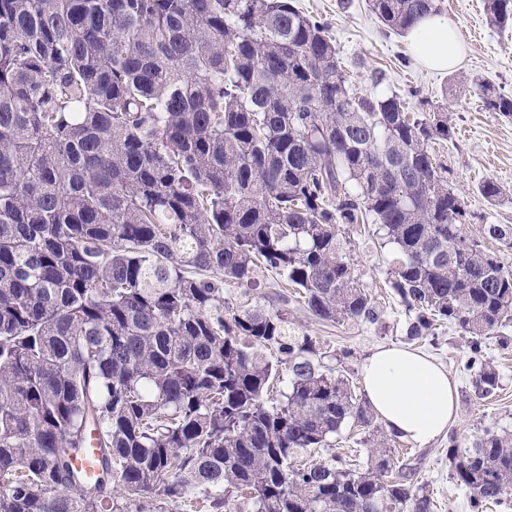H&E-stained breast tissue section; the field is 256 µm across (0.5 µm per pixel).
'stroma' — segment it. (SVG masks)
<instances>
[{
	"label": "stroma",
	"mask_w": 512,
	"mask_h": 512,
	"mask_svg": "<svg viewBox=\"0 0 512 512\" xmlns=\"http://www.w3.org/2000/svg\"><path fill=\"white\" fill-rule=\"evenodd\" d=\"M295 4L306 15L327 23L355 87L396 92L413 112L425 99L447 102L455 134L440 142L436 153L448 165L456 193L465 199L475 223L512 225V119L485 110L476 86L481 79L512 93V30L500 33L490 27L482 0H440L449 24L461 34L464 50L461 66L441 72L423 68L406 38L384 27L370 12L367 0H295ZM486 180L500 187L499 200L490 202L480 195L478 187ZM351 240L350 259L375 297L380 312L377 322L329 324L292 302L288 325L296 334L316 341L327 353L325 365L357 386L360 366L377 346L408 343V313L387 283L388 249L368 231L354 232ZM413 345L435 358L456 380L460 416L446 436L425 448L389 437L393 462L416 471L436 502L435 512H470L468 490L457 487L451 477L448 450L455 444L468 446L487 429L512 434V345L503 348L493 343L487 349L500 380L496 393L486 399L474 395L471 378L463 370L468 338L453 325ZM371 448L367 429L351 420L331 447L319 449L316 458L325 461L336 455L364 461Z\"/></svg>",
	"instance_id": "1"
}]
</instances>
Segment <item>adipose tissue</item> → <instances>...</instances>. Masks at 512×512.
Segmentation results:
<instances>
[{"label": "adipose tissue", "mask_w": 512, "mask_h": 512, "mask_svg": "<svg viewBox=\"0 0 512 512\" xmlns=\"http://www.w3.org/2000/svg\"><path fill=\"white\" fill-rule=\"evenodd\" d=\"M417 61L447 70L463 60L456 29L442 14L422 18L407 33ZM367 404L387 431L423 447L446 433L459 416L456 386L447 370L406 347L384 346L360 368Z\"/></svg>", "instance_id": "adipose-tissue-1"}]
</instances>
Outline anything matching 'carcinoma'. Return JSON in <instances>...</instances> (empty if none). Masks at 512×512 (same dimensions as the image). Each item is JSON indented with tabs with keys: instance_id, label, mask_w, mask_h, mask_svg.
Wrapping results in <instances>:
<instances>
[{
	"instance_id": "1",
	"label": "carcinoma",
	"mask_w": 512,
	"mask_h": 512,
	"mask_svg": "<svg viewBox=\"0 0 512 512\" xmlns=\"http://www.w3.org/2000/svg\"><path fill=\"white\" fill-rule=\"evenodd\" d=\"M406 33L438 0H369ZM512 27V0H483ZM483 107L512 94L478 81ZM443 105L354 89L293 0H0V512H434L415 474L296 463L375 416L279 304L224 310L257 269L312 316L373 323L347 255L373 226L408 340L470 336L476 398L509 342L511 224L468 230ZM287 379L280 397L274 382ZM96 435L101 467H72ZM473 512L512 502V437L448 449Z\"/></svg>"
}]
</instances>
